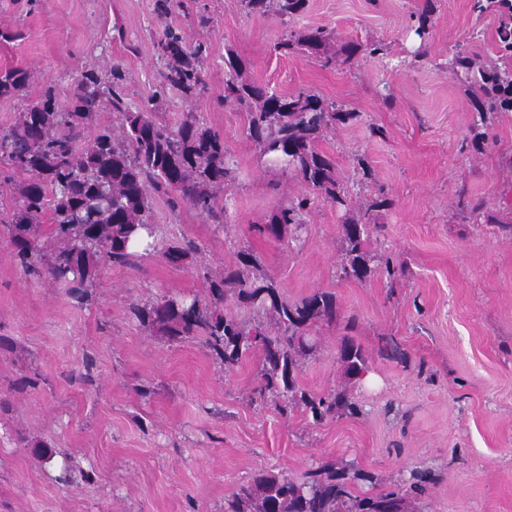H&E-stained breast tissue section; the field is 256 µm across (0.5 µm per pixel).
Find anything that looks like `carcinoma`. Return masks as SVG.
I'll list each match as a JSON object with an SVG mask.
<instances>
[{
    "label": "carcinoma",
    "mask_w": 512,
    "mask_h": 512,
    "mask_svg": "<svg viewBox=\"0 0 512 512\" xmlns=\"http://www.w3.org/2000/svg\"><path fill=\"white\" fill-rule=\"evenodd\" d=\"M307 2L240 0V5L248 15L271 13L286 24L305 12ZM182 7L184 0H155L161 23L152 49L160 68L149 95L138 104L128 102L117 65L110 82L93 69L82 71L65 100L51 87L32 93L31 73L25 68L0 70V98L25 101L14 124L0 128V166L9 172L5 180L19 178L9 206L0 209V237H6L24 273L48 277L81 305L92 300L102 268L131 265L142 257L131 243L143 233L166 264L181 268L194 263L200 247L162 236L153 221V196L163 195L175 207L186 205L221 230L228 224L224 187L239 172L224 136L196 112H183L176 120L165 112L172 92L194 104L207 90L210 46L188 42L181 30L166 23L167 15ZM499 40L501 67L476 72L462 51L448 60V71L474 90L470 135L477 144L490 139L486 116L512 109V29L503 27ZM330 41L319 27L300 34L286 31L273 42L272 52L281 57L306 52L332 68L340 59L350 63L385 51L380 43L351 40L336 53L328 50ZM241 67L237 53L226 49L222 100L247 112L246 134L260 148L262 162L304 187L256 231L270 242H298L312 210L329 204L345 212L339 278L362 283L379 275L396 287L406 275L404 262L366 248L371 234L382 231L375 210L390 204L383 187L377 188L370 207L352 212L334 159L318 147L324 133L357 121L360 114L329 105L309 89L279 94L266 84L247 83ZM104 111L115 115L117 125L87 135L93 116ZM256 262L251 250L241 249L237 262L224 267L222 275L205 276V300L164 294L150 304L132 306L131 313L175 340L201 339L227 369L260 352L254 393L278 399L285 416L297 409L315 424L359 416L361 408L349 386L368 372L370 355L352 335L356 319L346 321L336 346V363L347 386L321 394L306 391L297 376L300 358L316 349L311 329L336 321V295L317 289L290 301ZM263 314L275 318V331L259 320ZM427 482L426 474L415 472L405 488L358 493L359 484L374 480L354 465L338 470L328 462L301 480L261 469L224 500V512H416L415 500L425 494Z\"/></svg>",
    "instance_id": "1"
}]
</instances>
